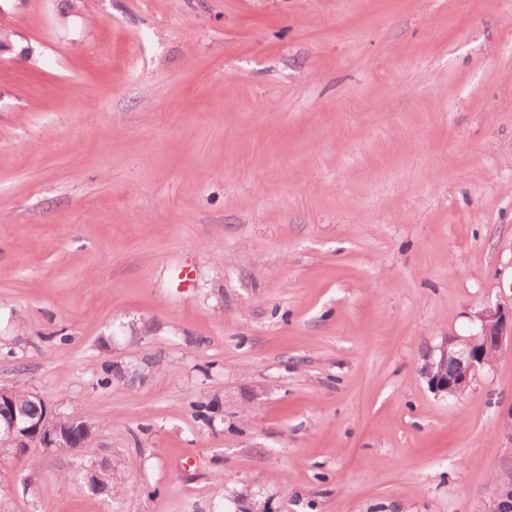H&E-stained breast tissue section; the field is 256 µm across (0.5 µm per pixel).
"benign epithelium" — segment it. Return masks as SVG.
I'll use <instances>...</instances> for the list:
<instances>
[{
	"instance_id": "benign-epithelium-1",
	"label": "benign epithelium",
	"mask_w": 512,
	"mask_h": 512,
	"mask_svg": "<svg viewBox=\"0 0 512 512\" xmlns=\"http://www.w3.org/2000/svg\"><path fill=\"white\" fill-rule=\"evenodd\" d=\"M478 328L469 336H444L424 354L422 374L436 393L449 399L463 395L479 369L492 364L506 341L512 342V303L488 306L477 313ZM57 414L49 406L34 415L0 389V440L15 445V455L32 448H70V438L57 434Z\"/></svg>"
}]
</instances>
